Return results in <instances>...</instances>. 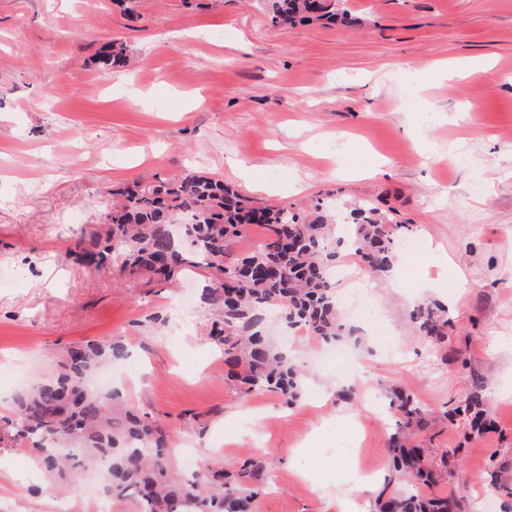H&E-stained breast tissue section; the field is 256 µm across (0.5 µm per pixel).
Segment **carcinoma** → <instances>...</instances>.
Returning <instances> with one entry per match:
<instances>
[{"label":"carcinoma","instance_id":"carcinoma-1","mask_svg":"<svg viewBox=\"0 0 512 512\" xmlns=\"http://www.w3.org/2000/svg\"><path fill=\"white\" fill-rule=\"evenodd\" d=\"M270 20L292 25L313 16L354 23L336 0H268ZM355 254L375 274L386 276L394 259L388 218L372 207L352 213ZM105 235L80 240L74 253L88 266L107 260L132 276L175 281L184 271L206 272L204 289L219 320L217 335L228 361L242 367L247 392L275 391L289 399L300 393L299 374L288 355L270 343L264 328L277 309L291 325L323 340L345 334L336 315L329 281L336 245L335 219L321 202L301 216L286 207L259 205L238 190L203 174L154 182L136 181L112 192ZM263 224L268 234L259 245L232 259L231 242L247 226ZM447 310L427 303L412 316L423 336L448 335ZM118 340L71 346L57 373L19 393L10 415L3 417L16 440L31 447L52 478L49 490L70 489L81 471L106 464L104 494L116 501L132 498L137 512H253L251 488L262 466L253 460L236 469L217 463L195 476L173 465L164 429L147 415L130 410L116 393H101L88 376L120 358ZM393 406L404 418L394 437L393 469L374 500L375 512H464V505L420 491L433 485L434 472L424 450L406 445L413 429L427 427L426 411L401 389L392 390ZM65 440L77 448L67 454L56 447Z\"/></svg>","mask_w":512,"mask_h":512}]
</instances>
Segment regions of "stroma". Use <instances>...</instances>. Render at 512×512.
I'll return each mask as SVG.
<instances>
[{
    "mask_svg": "<svg viewBox=\"0 0 512 512\" xmlns=\"http://www.w3.org/2000/svg\"><path fill=\"white\" fill-rule=\"evenodd\" d=\"M359 23L273 26L264 0H0V416L53 376L71 345L121 339L114 388L200 464L263 461L256 512H341L358 469L381 476L400 387L430 414L416 438L460 474L430 492L477 504L512 487V0H345ZM122 48L106 71L98 53ZM447 62V74L426 71ZM479 62L476 81L459 67ZM371 153L372 174L342 166ZM272 205L378 208L394 241L442 251L400 287L337 253L333 291L353 336L325 342L269 314L302 370L300 398L244 393L210 334L206 280L178 285L64 254L103 227L112 189L189 170ZM376 283L370 313L350 310ZM447 305L443 341L416 336L418 304ZM479 397L487 431L455 407ZM33 454L0 426V512H136L132 500L48 492Z\"/></svg>",
    "mask_w": 512,
    "mask_h": 512,
    "instance_id": "obj_1",
    "label": "stroma"
}]
</instances>
